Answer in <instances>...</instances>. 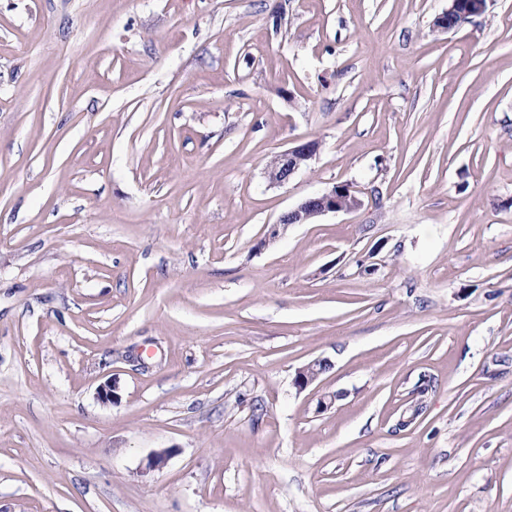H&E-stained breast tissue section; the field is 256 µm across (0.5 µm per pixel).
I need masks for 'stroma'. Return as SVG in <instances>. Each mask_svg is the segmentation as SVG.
Listing matches in <instances>:
<instances>
[{"mask_svg": "<svg viewBox=\"0 0 512 512\" xmlns=\"http://www.w3.org/2000/svg\"><path fill=\"white\" fill-rule=\"evenodd\" d=\"M450 4L0 0V512H512V0ZM451 6L448 8L446 14L438 18L437 25L442 30H450L452 27L448 26V16L460 13L463 15L478 16L483 14L488 7L490 0H451ZM460 14H455L451 20L456 25L466 21L469 17H462ZM318 149L317 142L308 141L275 155L265 168V177L269 184L273 186L287 184L299 170L308 166ZM363 201L349 184L334 185L330 189L304 199L296 207L284 213L270 227L268 242H273L290 224H307L312 219L336 212H350L361 208Z\"/></svg>", "mask_w": 512, "mask_h": 512, "instance_id": "1", "label": "stroma"}]
</instances>
